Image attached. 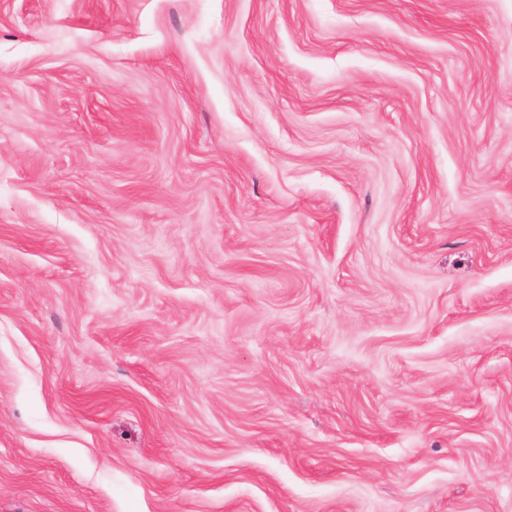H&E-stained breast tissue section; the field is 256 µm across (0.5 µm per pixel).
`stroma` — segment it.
I'll return each instance as SVG.
<instances>
[{"label": "stroma", "instance_id": "obj_1", "mask_svg": "<svg viewBox=\"0 0 512 512\" xmlns=\"http://www.w3.org/2000/svg\"><path fill=\"white\" fill-rule=\"evenodd\" d=\"M0 512H512V0H0Z\"/></svg>", "mask_w": 512, "mask_h": 512}]
</instances>
